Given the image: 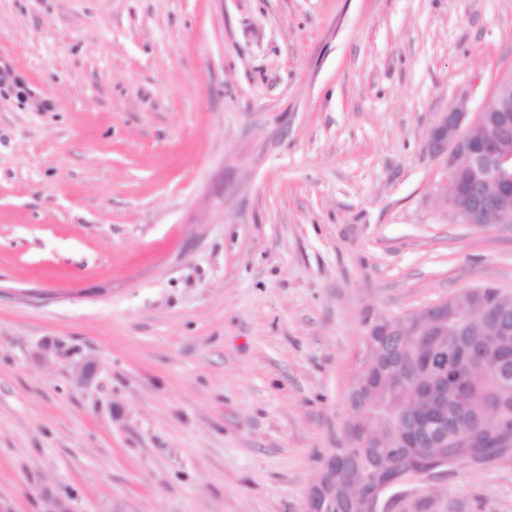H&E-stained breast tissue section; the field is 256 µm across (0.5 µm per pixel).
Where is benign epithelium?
Returning <instances> with one entry per match:
<instances>
[{"mask_svg":"<svg viewBox=\"0 0 512 512\" xmlns=\"http://www.w3.org/2000/svg\"><path fill=\"white\" fill-rule=\"evenodd\" d=\"M486 130L477 141L473 131ZM427 150L434 156H446L451 173L438 185L448 200V220L453 224H512V74L501 78L494 89L492 105L472 114L461 100L446 112L436 115L427 135ZM482 321L503 338L512 336V314L502 302L479 307ZM464 315L441 300L428 308L384 321L369 332L371 336H403L410 332L420 337L424 349L419 369L426 376L408 375L403 387L425 398L421 410L392 411L391 435L355 434L348 431L347 441L358 451L347 456L337 448L324 461L319 478L309 497L306 512H379L380 493L391 486L385 480L386 467L379 454L394 459L412 455L426 463L464 468L480 460L473 456L434 457V448L453 447L454 440L466 434L472 425L490 424L494 438L512 444V410L487 401L479 404L469 384L468 367L482 358L479 343L461 328ZM454 336L450 346L434 342L435 336ZM358 397L350 402L351 412L366 415L385 406L370 382L355 384ZM453 400H448V391ZM393 507L384 512H432V501L413 493L392 499Z\"/></svg>","mask_w":512,"mask_h":512,"instance_id":"7a95c632","label":"benign epithelium"}]
</instances>
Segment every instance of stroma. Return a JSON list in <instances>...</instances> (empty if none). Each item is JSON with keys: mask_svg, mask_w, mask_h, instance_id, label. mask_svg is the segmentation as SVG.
I'll list each match as a JSON object with an SVG mask.
<instances>
[{"mask_svg": "<svg viewBox=\"0 0 512 512\" xmlns=\"http://www.w3.org/2000/svg\"><path fill=\"white\" fill-rule=\"evenodd\" d=\"M0 63V512H305L367 325L512 293L425 147L512 0H0ZM427 493L512 512V465Z\"/></svg>", "mask_w": 512, "mask_h": 512, "instance_id": "obj_1", "label": "stroma"}]
</instances>
